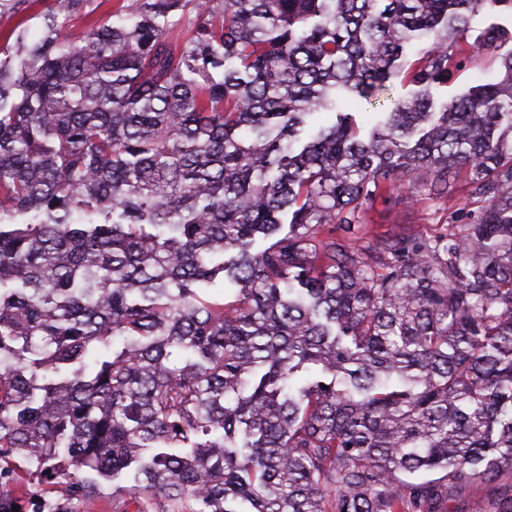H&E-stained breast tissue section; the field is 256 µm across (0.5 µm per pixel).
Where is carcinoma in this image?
I'll use <instances>...</instances> for the list:
<instances>
[{
  "instance_id": "carcinoma-1",
  "label": "carcinoma",
  "mask_w": 512,
  "mask_h": 512,
  "mask_svg": "<svg viewBox=\"0 0 512 512\" xmlns=\"http://www.w3.org/2000/svg\"><path fill=\"white\" fill-rule=\"evenodd\" d=\"M90 2L0 30V459L123 478L113 512H452L512 479V50L436 96L512 0H117L76 36ZM357 99L391 101L367 134ZM460 168L472 223L363 224ZM512 48V42L501 48L488 50L478 58H457V66L452 69L448 77V86L438 89L441 95L448 94V98L465 91L468 87L500 78V61L498 52L504 53ZM494 488L491 485H467L458 490L451 506L458 511H467L470 502L477 498H493Z\"/></svg>"
}]
</instances>
